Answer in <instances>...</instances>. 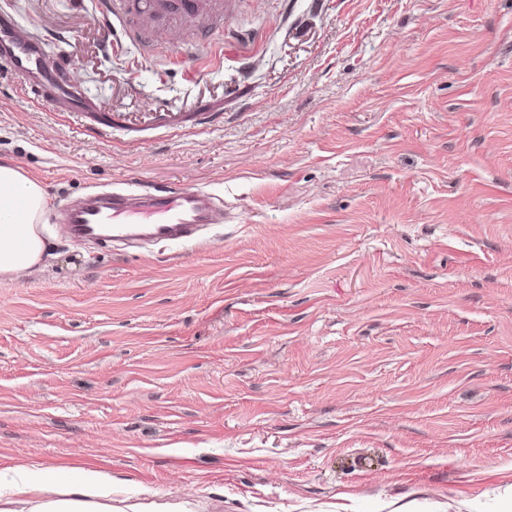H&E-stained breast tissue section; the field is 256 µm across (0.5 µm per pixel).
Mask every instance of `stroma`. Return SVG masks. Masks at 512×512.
<instances>
[{
	"instance_id": "35a3bbf8",
	"label": "stroma",
	"mask_w": 512,
	"mask_h": 512,
	"mask_svg": "<svg viewBox=\"0 0 512 512\" xmlns=\"http://www.w3.org/2000/svg\"><path fill=\"white\" fill-rule=\"evenodd\" d=\"M0 0L99 112L0 64V162L48 257L0 279V470L83 466L121 512H500L512 487V0ZM106 23L90 25L93 14ZM136 180L224 199L195 245H79ZM148 124L169 130H177L187 123L197 120V114H182V112H165L163 114H148Z\"/></svg>"
}]
</instances>
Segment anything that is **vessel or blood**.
Instances as JSON below:
<instances>
[{"label": "vessel or blood", "mask_w": 512, "mask_h": 512, "mask_svg": "<svg viewBox=\"0 0 512 512\" xmlns=\"http://www.w3.org/2000/svg\"><path fill=\"white\" fill-rule=\"evenodd\" d=\"M0 62L23 76L34 102L56 112L93 111L78 88L60 81L40 42L8 15H0ZM179 112L152 114L150 125L176 130L194 122ZM214 197L179 188L157 194L141 192L136 183L109 194H92L64 212V229L72 241H142L153 245L199 241L204 227L218 223Z\"/></svg>", "instance_id": "b4317fda"}]
</instances>
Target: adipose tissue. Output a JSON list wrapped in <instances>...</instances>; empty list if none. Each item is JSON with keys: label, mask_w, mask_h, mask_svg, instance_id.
<instances>
[{"label": "adipose tissue", "mask_w": 512, "mask_h": 512, "mask_svg": "<svg viewBox=\"0 0 512 512\" xmlns=\"http://www.w3.org/2000/svg\"><path fill=\"white\" fill-rule=\"evenodd\" d=\"M46 195L20 168L0 164V278L39 265L49 249L40 218ZM21 498L22 512H116L112 485L93 470L19 467L0 471V488Z\"/></svg>", "instance_id": "ef3b65f1"}]
</instances>
